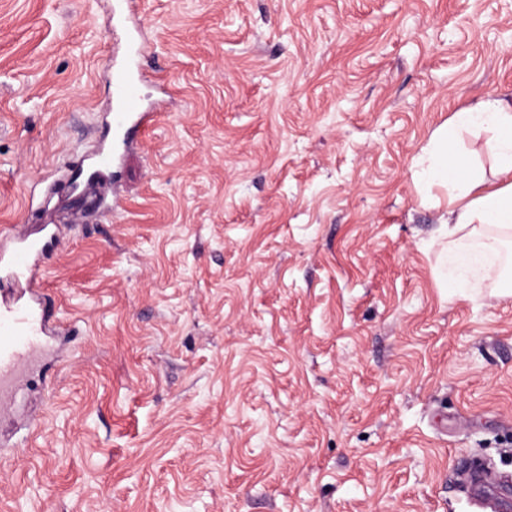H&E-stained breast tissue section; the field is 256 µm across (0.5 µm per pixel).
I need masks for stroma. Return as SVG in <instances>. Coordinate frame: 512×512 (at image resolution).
<instances>
[{
	"mask_svg": "<svg viewBox=\"0 0 512 512\" xmlns=\"http://www.w3.org/2000/svg\"><path fill=\"white\" fill-rule=\"evenodd\" d=\"M157 124L116 209L109 0H0V233L61 227L80 335L0 423V512H491L512 499V298L461 299L414 162L512 94V0H137Z\"/></svg>",
	"mask_w": 512,
	"mask_h": 512,
	"instance_id": "obj_1",
	"label": "stroma"
}]
</instances>
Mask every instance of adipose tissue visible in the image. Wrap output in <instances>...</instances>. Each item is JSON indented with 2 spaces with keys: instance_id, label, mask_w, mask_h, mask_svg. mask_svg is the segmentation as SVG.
<instances>
[{
  "instance_id": "ef3b65f1",
  "label": "adipose tissue",
  "mask_w": 512,
  "mask_h": 512,
  "mask_svg": "<svg viewBox=\"0 0 512 512\" xmlns=\"http://www.w3.org/2000/svg\"><path fill=\"white\" fill-rule=\"evenodd\" d=\"M485 131L491 168L468 162L461 133ZM423 202L440 208L435 243L448 249V277L471 298L493 270L501 233L512 234V98L489 96L455 112L416 159Z\"/></svg>"
}]
</instances>
